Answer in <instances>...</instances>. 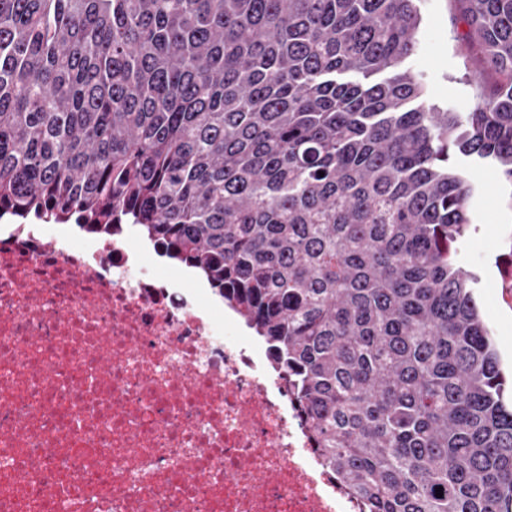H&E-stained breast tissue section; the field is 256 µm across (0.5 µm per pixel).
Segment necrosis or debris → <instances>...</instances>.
<instances>
[{"label": "necrosis or debris", "instance_id": "1", "mask_svg": "<svg viewBox=\"0 0 512 512\" xmlns=\"http://www.w3.org/2000/svg\"><path fill=\"white\" fill-rule=\"evenodd\" d=\"M238 320L129 232L0 238V512H364Z\"/></svg>", "mask_w": 512, "mask_h": 512}]
</instances>
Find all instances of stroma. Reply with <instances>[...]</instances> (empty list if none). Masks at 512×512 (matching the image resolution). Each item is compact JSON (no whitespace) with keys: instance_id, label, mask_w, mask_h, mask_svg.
<instances>
[{"instance_id":"1","label":"stroma","mask_w":512,"mask_h":512,"mask_svg":"<svg viewBox=\"0 0 512 512\" xmlns=\"http://www.w3.org/2000/svg\"><path fill=\"white\" fill-rule=\"evenodd\" d=\"M422 17L418 48L405 62L426 89L428 103L464 110L473 98L474 80H488L483 62L461 38L464 26L455 0H416ZM471 192L473 224L458 263L478 277L474 291L483 319L491 328L503 363L512 362V183L495 167L457 156Z\"/></svg>"}]
</instances>
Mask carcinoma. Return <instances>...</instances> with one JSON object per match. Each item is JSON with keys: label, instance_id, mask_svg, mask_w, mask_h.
Instances as JSON below:
<instances>
[{"label": "carcinoma", "instance_id": "cac0c4a2", "mask_svg": "<svg viewBox=\"0 0 512 512\" xmlns=\"http://www.w3.org/2000/svg\"><path fill=\"white\" fill-rule=\"evenodd\" d=\"M455 2L492 72L465 112L403 67L416 0H0V212L199 270L367 512H512L452 162L512 183V0Z\"/></svg>", "mask_w": 512, "mask_h": 512}]
</instances>
